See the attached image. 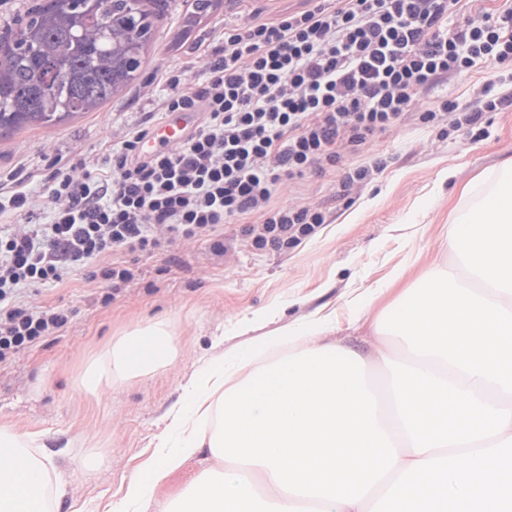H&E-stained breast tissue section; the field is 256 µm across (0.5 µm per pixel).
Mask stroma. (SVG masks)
<instances>
[{
    "label": "stroma",
    "mask_w": 512,
    "mask_h": 512,
    "mask_svg": "<svg viewBox=\"0 0 512 512\" xmlns=\"http://www.w3.org/2000/svg\"><path fill=\"white\" fill-rule=\"evenodd\" d=\"M190 2L163 0L136 80L99 111L1 138L0 192L38 196L54 159L102 158L144 113L160 111L167 76L184 71L201 79L225 24L244 26L257 13L274 18L309 6V0H212L210 12L199 17ZM486 83L512 97V67L474 68L426 90L421 103L431 108L448 97L468 105ZM483 122L486 134L474 140L462 131L444 136L410 119L372 145L345 152L341 169L284 183L270 206L319 205L327 213L326 224L296 248L253 250L238 225L228 224L224 254H213L205 238L173 243L142 263L140 280L110 303L98 300L107 291L104 283L78 272L30 294V304L69 309V321L0 367V424L39 434L56 473L51 486L62 492L64 504L104 512L151 454L167 426V410L182 402L184 385L198 360L214 353L216 336H223L228 356L250 343L239 333L243 317L275 308L279 325L303 326L327 315L335 329L326 342L372 359L384 340L374 330L376 318L394 312L400 293L419 287L431 264H447L452 210H470L512 159V106L484 113ZM377 152L391 156L390 166L369 185L343 187L344 169ZM450 169L454 178L444 179ZM168 318L180 333L171 366L94 392L83 386L86 364L113 336L136 322ZM216 465L201 449L158 487L157 502L187 496L196 477Z\"/></svg>",
    "instance_id": "obj_1"
}]
</instances>
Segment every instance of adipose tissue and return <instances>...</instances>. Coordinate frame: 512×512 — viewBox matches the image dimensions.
<instances>
[{
	"label": "adipose tissue",
	"instance_id": "1",
	"mask_svg": "<svg viewBox=\"0 0 512 512\" xmlns=\"http://www.w3.org/2000/svg\"><path fill=\"white\" fill-rule=\"evenodd\" d=\"M178 341L171 320L136 326L87 366L83 383L95 389L105 381L154 375L173 362ZM36 446L35 435L0 425V512H60L58 501L48 495L49 459Z\"/></svg>",
	"mask_w": 512,
	"mask_h": 512
}]
</instances>
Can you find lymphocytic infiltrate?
<instances>
[{
  "mask_svg": "<svg viewBox=\"0 0 512 512\" xmlns=\"http://www.w3.org/2000/svg\"><path fill=\"white\" fill-rule=\"evenodd\" d=\"M460 2L314 0L274 20L225 26L202 81L167 80L163 112L201 115L183 142L146 150L157 125L149 112L103 159L57 167L42 200L0 195V216L21 220L0 234V363L68 322L66 309L23 303L24 289L81 270L118 290L139 275L130 255L150 258L200 236L219 253L225 225L253 214L243 233L254 249L293 248L327 215L313 205L269 207L284 181L325 175L342 150L410 114L483 137V113L504 103L492 85L471 111L453 99L421 106L438 82L481 64L512 65V8L467 13L449 27Z\"/></svg>",
  "mask_w": 512,
  "mask_h": 512,
  "instance_id": "1",
  "label": "lymphocytic infiltrate"
}]
</instances>
